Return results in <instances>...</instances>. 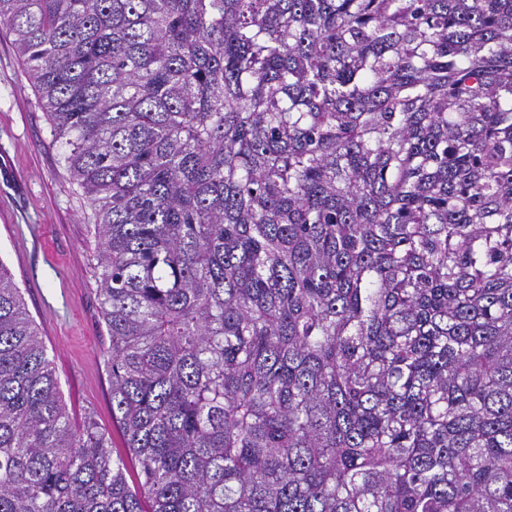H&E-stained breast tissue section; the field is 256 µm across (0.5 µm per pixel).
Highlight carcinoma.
Segmentation results:
<instances>
[{"label": "carcinoma", "instance_id": "1", "mask_svg": "<svg viewBox=\"0 0 512 512\" xmlns=\"http://www.w3.org/2000/svg\"><path fill=\"white\" fill-rule=\"evenodd\" d=\"M91 201L112 425L0 264V512H512V0H0Z\"/></svg>", "mask_w": 512, "mask_h": 512}]
</instances>
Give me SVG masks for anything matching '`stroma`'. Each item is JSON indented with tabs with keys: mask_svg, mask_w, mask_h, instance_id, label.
Listing matches in <instances>:
<instances>
[{
	"mask_svg": "<svg viewBox=\"0 0 512 512\" xmlns=\"http://www.w3.org/2000/svg\"><path fill=\"white\" fill-rule=\"evenodd\" d=\"M11 36L0 29V262L36 321L74 420L112 425L92 207L60 163Z\"/></svg>",
	"mask_w": 512,
	"mask_h": 512,
	"instance_id": "1",
	"label": "stroma"
}]
</instances>
